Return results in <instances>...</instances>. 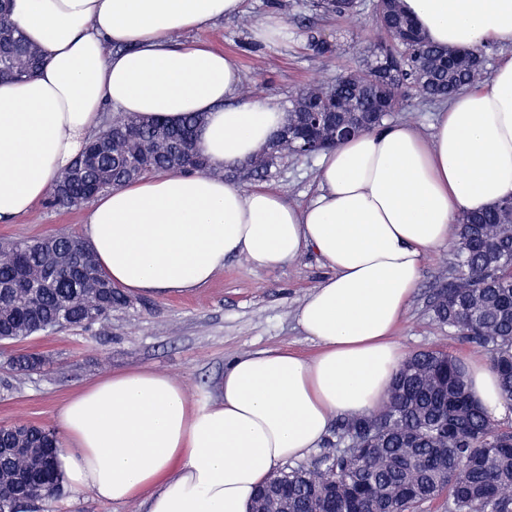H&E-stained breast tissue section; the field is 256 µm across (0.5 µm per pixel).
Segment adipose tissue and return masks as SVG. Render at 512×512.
<instances>
[{
	"label": "adipose tissue",
	"mask_w": 512,
	"mask_h": 512,
	"mask_svg": "<svg viewBox=\"0 0 512 512\" xmlns=\"http://www.w3.org/2000/svg\"><path fill=\"white\" fill-rule=\"evenodd\" d=\"M243 0H10L41 51L23 80L0 79V221L29 213L109 111L175 123L205 117L210 169L158 173L100 193L85 241L116 288L166 297L206 285L225 259L277 271L313 251L328 270L297 311L318 346L235 357L217 398L149 368L113 373L72 395L56 422L57 466L104 501L148 512H249L288 461L317 448L334 418L385 404L404 361L392 333L433 250L456 218L512 197V56L489 82L449 99L431 139L386 124L322 153L318 192L302 208L277 191L218 178L285 122L266 99L238 100L235 60L197 39ZM440 46H512V0H402ZM487 415L511 402L481 358L464 362Z\"/></svg>",
	"instance_id": "ef3b65f1"
}]
</instances>
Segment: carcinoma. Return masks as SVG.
<instances>
[{
  "instance_id": "1",
  "label": "carcinoma",
  "mask_w": 512,
  "mask_h": 512,
  "mask_svg": "<svg viewBox=\"0 0 512 512\" xmlns=\"http://www.w3.org/2000/svg\"><path fill=\"white\" fill-rule=\"evenodd\" d=\"M326 14L346 15L355 0H313ZM384 40L346 71V82L334 92V82L307 85L295 94L288 124H299L296 113L319 104L335 103L336 119L351 121L372 115L380 125L402 99L443 101L457 91L478 85L485 74L482 48L445 49L425 36L403 40L402 30L415 27L399 0L376 5L374 18ZM41 60L17 33L5 0H0V70L5 78L32 76ZM201 116L191 114L171 125L119 113L96 133L90 162L74 160L48 194L55 206H67L65 188L89 183L95 193L159 170H203L205 164L181 167L174 152L185 131ZM295 135L278 140L246 161L240 179L263 177L280 159L298 155ZM458 246L446 287L438 289L433 318L461 339L480 347L500 377L505 397L512 401V208L502 200L457 223ZM45 248L36 242L14 241L0 246V342L3 344L68 327L100 323L128 297L102 275L94 255L81 238L52 237ZM78 253L88 270L77 276L70 269L48 284V268ZM25 268L27 286L7 288L16 271ZM23 374L36 373L46 359L36 353L12 359ZM58 446L47 425L20 423L0 430V448H23L0 455V512H24L12 477L19 469H37L44 449ZM336 455L325 467L289 468L276 475L288 490L291 512H419L444 497L448 512H512V426L486 415L471 397L466 371L455 356L439 350L411 354L395 377L386 405L371 417H348L336 424ZM62 476L34 490L30 502L47 503L61 490Z\"/></svg>"
}]
</instances>
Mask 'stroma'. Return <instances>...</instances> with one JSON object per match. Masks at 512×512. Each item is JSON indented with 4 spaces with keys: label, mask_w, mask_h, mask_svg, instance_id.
Here are the masks:
<instances>
[{
    "label": "stroma",
    "mask_w": 512,
    "mask_h": 512,
    "mask_svg": "<svg viewBox=\"0 0 512 512\" xmlns=\"http://www.w3.org/2000/svg\"><path fill=\"white\" fill-rule=\"evenodd\" d=\"M311 2L244 0L241 15L213 23L199 37L235 59L244 84L262 85L263 98L286 108L299 88L354 67L362 53L381 39L373 24L374 0H360L352 14L343 16L315 13ZM272 10L279 12L287 25V40L278 44L254 40L251 29L255 21ZM313 35L327 38L332 52L318 53L309 42ZM260 58L267 63L261 71L254 67ZM441 108V103L410 96L390 120L412 125L428 137ZM318 162L315 156L282 159L260 184L277 190L290 204L305 205L317 192ZM88 209L85 203L71 208L40 203L29 216L0 221V239L83 236ZM453 260L450 244L426 259L417 289L394 331L404 355L430 348L460 359L479 355V348L433 319V297L446 283ZM323 274L321 263L311 252L275 272L232 257L205 287L189 294L134 297L104 323L32 336L0 347V424L19 420L54 424L58 408L68 397L113 372L141 367L161 371L184 381L192 399L210 400L217 395L226 363L235 356L285 346L312 357L318 347L304 336L296 314ZM18 353L42 355L47 361L44 370L16 373L9 359ZM146 509L141 499L112 504L67 484L50 505L37 504L28 512Z\"/></svg>",
    "instance_id": "obj_1"
}]
</instances>
